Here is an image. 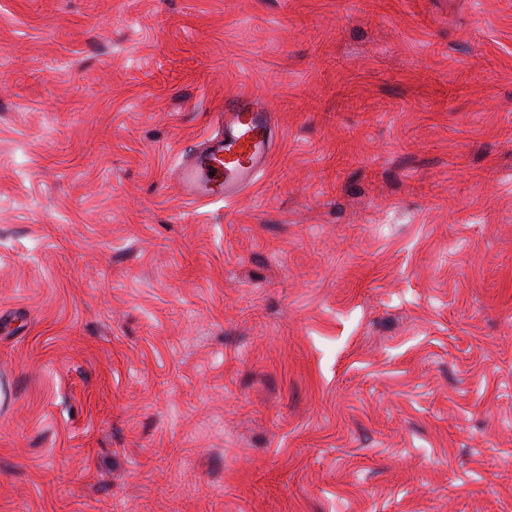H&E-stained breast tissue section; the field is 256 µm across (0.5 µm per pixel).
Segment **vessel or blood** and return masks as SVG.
Returning <instances> with one entry per match:
<instances>
[{
    "label": "vessel or blood",
    "mask_w": 512,
    "mask_h": 512,
    "mask_svg": "<svg viewBox=\"0 0 512 512\" xmlns=\"http://www.w3.org/2000/svg\"><path fill=\"white\" fill-rule=\"evenodd\" d=\"M221 133L205 139L200 152L183 157L176 172L192 203L233 202L258 179L272 151L275 125L266 101L241 90L226 97L217 113Z\"/></svg>",
    "instance_id": "obj_1"
}]
</instances>
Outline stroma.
Here are the masks:
<instances>
[{
    "label": "stroma",
    "instance_id": "35a3bbf8",
    "mask_svg": "<svg viewBox=\"0 0 512 512\" xmlns=\"http://www.w3.org/2000/svg\"><path fill=\"white\" fill-rule=\"evenodd\" d=\"M0 512H512V0H0ZM223 112L215 117L224 131L205 139L203 149L177 168L190 203L233 202L257 181L272 151L275 125L263 98L240 90L225 98Z\"/></svg>",
    "mask_w": 512,
    "mask_h": 512
}]
</instances>
